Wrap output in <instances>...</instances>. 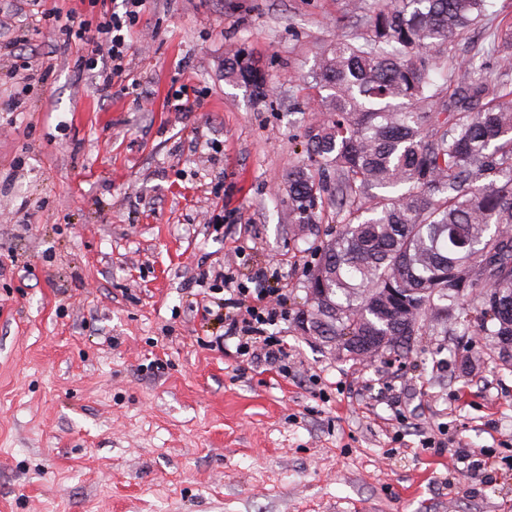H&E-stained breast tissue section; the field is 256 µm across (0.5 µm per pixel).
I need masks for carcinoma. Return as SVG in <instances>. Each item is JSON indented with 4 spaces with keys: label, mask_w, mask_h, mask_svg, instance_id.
<instances>
[{
    "label": "carcinoma",
    "mask_w": 512,
    "mask_h": 512,
    "mask_svg": "<svg viewBox=\"0 0 512 512\" xmlns=\"http://www.w3.org/2000/svg\"><path fill=\"white\" fill-rule=\"evenodd\" d=\"M489 0H381L369 31L315 52L325 119L288 171V214L325 240L306 277L325 269L307 333L352 360L408 354L424 336L478 329L461 371L489 357L512 371V25L493 34L490 67L449 57ZM226 77L253 94L266 79L236 57Z\"/></svg>",
    "instance_id": "carcinoma-1"
}]
</instances>
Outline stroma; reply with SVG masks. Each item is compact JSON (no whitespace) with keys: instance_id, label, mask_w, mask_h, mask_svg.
I'll return each mask as SVG.
<instances>
[{"instance_id":"35a3bbf8","label":"stroma","mask_w":512,"mask_h":512,"mask_svg":"<svg viewBox=\"0 0 512 512\" xmlns=\"http://www.w3.org/2000/svg\"><path fill=\"white\" fill-rule=\"evenodd\" d=\"M345 0H149L99 95L47 21L0 4V512H512V371L426 336L395 364L303 334L314 238L289 167ZM267 78L254 97L224 68ZM52 66L24 83L30 55ZM199 105L174 112L171 88ZM223 223H215V216ZM279 273L288 372L240 364L195 278ZM162 369H153V360ZM438 440L424 447L426 438ZM485 460L471 472L457 446Z\"/></svg>"}]
</instances>
